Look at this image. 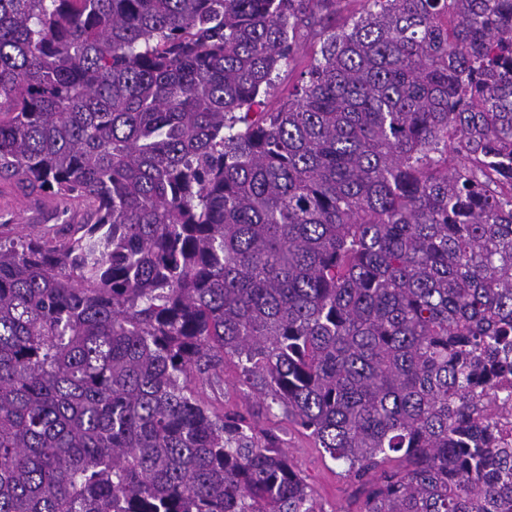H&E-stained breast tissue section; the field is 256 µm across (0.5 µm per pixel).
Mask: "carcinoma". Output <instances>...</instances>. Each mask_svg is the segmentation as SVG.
Masks as SVG:
<instances>
[{
	"mask_svg": "<svg viewBox=\"0 0 512 512\" xmlns=\"http://www.w3.org/2000/svg\"><path fill=\"white\" fill-rule=\"evenodd\" d=\"M0 0V512H512V0ZM320 55L262 110L302 28ZM64 223L54 201L29 195L17 183L0 180V228L6 232L37 233ZM205 393L209 400L216 405L220 401H224V407L237 406L241 410H245L255 404L258 399L256 392L248 389L247 387H241L236 383L235 373L232 368L227 369L221 390L216 393H212L209 389H206ZM273 412L270 424L282 430L281 436L286 440V452L316 491L325 512L355 510L352 489L347 479L341 475L342 467L322 448H316L314 440L289 422L277 406H274Z\"/></svg>",
	"mask_w": 512,
	"mask_h": 512,
	"instance_id": "carcinoma-1",
	"label": "carcinoma"
}]
</instances>
